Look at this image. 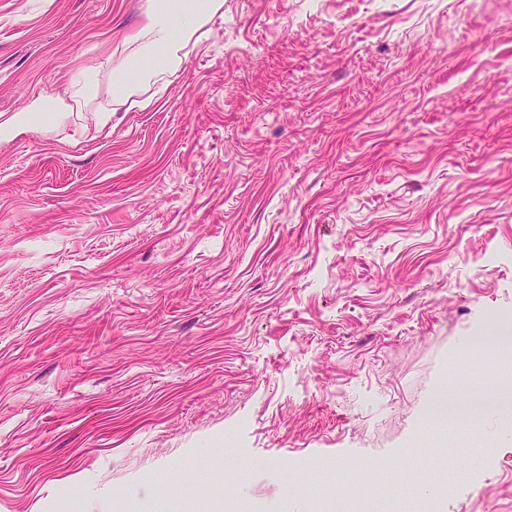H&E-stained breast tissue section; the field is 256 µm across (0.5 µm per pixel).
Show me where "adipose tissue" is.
<instances>
[{
	"instance_id": "adipose-tissue-1",
	"label": "adipose tissue",
	"mask_w": 512,
	"mask_h": 512,
	"mask_svg": "<svg viewBox=\"0 0 512 512\" xmlns=\"http://www.w3.org/2000/svg\"><path fill=\"white\" fill-rule=\"evenodd\" d=\"M224 7V0H147L143 22L130 36V50L112 68V102L142 108L144 93L178 72L187 60L189 45L200 41L204 29ZM92 81L76 83L70 100L30 103L25 112L0 114V130L54 134L69 116L70 101L93 96Z\"/></svg>"
}]
</instances>
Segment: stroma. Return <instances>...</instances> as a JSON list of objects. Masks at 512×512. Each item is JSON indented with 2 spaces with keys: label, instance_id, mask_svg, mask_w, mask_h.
<instances>
[{
  "label": "stroma",
  "instance_id": "1",
  "mask_svg": "<svg viewBox=\"0 0 512 512\" xmlns=\"http://www.w3.org/2000/svg\"><path fill=\"white\" fill-rule=\"evenodd\" d=\"M146 0H0V512H315L389 466L512 512V414L433 427L461 348L512 328V0H224L112 132ZM70 108L62 99H56L53 103L32 102L26 107L27 112L12 115L1 113L0 130L14 134L34 131L49 138L69 117Z\"/></svg>",
  "mask_w": 512,
  "mask_h": 512
}]
</instances>
